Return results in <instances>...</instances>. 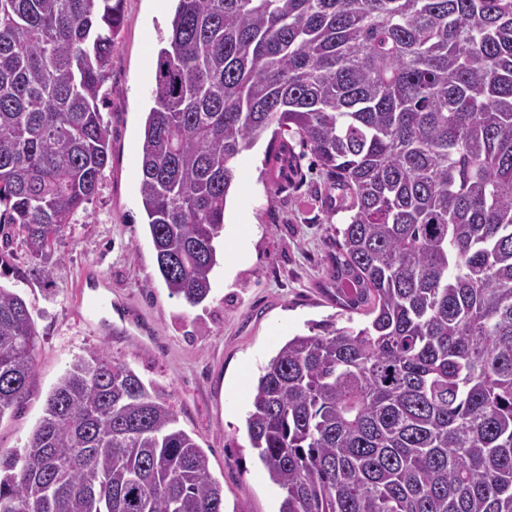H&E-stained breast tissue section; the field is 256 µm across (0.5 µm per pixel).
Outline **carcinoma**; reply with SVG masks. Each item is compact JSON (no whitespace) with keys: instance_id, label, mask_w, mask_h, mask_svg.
Wrapping results in <instances>:
<instances>
[{"instance_id":"carcinoma-1","label":"carcinoma","mask_w":512,"mask_h":512,"mask_svg":"<svg viewBox=\"0 0 512 512\" xmlns=\"http://www.w3.org/2000/svg\"><path fill=\"white\" fill-rule=\"evenodd\" d=\"M124 0H0V237L43 263L98 194ZM140 195L170 295L205 302L236 160L310 148L345 213L330 279L364 325L313 323L252 386L280 512H512V0H175ZM36 331L0 286V420ZM0 512H225L170 395L78 358Z\"/></svg>"}]
</instances>
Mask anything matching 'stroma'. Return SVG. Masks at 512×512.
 <instances>
[{"label":"stroma","instance_id":"stroma-1","mask_svg":"<svg viewBox=\"0 0 512 512\" xmlns=\"http://www.w3.org/2000/svg\"><path fill=\"white\" fill-rule=\"evenodd\" d=\"M174 0H125L126 23L112 51L103 119L110 130L109 163L100 190L57 244L58 259L34 273L21 240L0 256V285L26 301L37 334L34 377L25 403L0 419V453L23 449L43 416L58 379L78 357L102 350L127 362L174 403L179 426L206 453L224 487L226 512H279L273 484L246 430L251 388L278 348L310 323L335 319L328 273L344 215L337 191L309 147L298 144L302 177L281 188L266 181L268 139L237 159L238 177L224 229H252L232 271L216 266L211 292L191 307L171 297L157 273L140 174L141 147L154 104L153 63L168 35ZM91 280L112 303L95 314L80 284Z\"/></svg>","mask_w":512,"mask_h":512}]
</instances>
